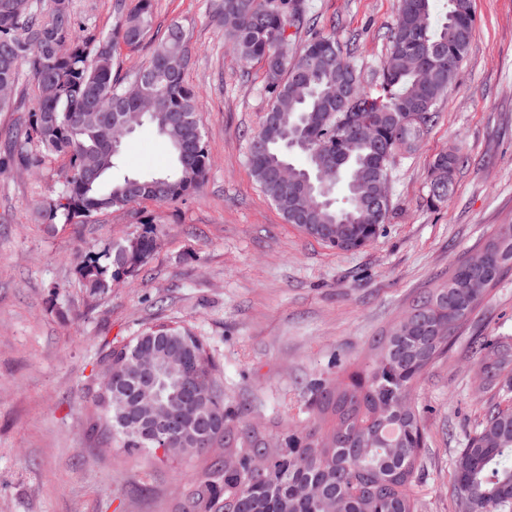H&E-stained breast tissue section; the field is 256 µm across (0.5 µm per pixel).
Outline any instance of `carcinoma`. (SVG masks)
I'll return each instance as SVG.
<instances>
[{
	"label": "carcinoma",
	"mask_w": 512,
	"mask_h": 512,
	"mask_svg": "<svg viewBox=\"0 0 512 512\" xmlns=\"http://www.w3.org/2000/svg\"><path fill=\"white\" fill-rule=\"evenodd\" d=\"M60 0H0V112L14 109L21 69L35 76V106L23 133L20 162L63 156L62 191L44 204L43 217L54 223L84 224L113 210L143 201L172 204L196 191L209 168L210 155L200 125L201 92L186 80L191 57L187 34L178 23L154 37L151 57L135 73L115 70L118 50L150 37L152 0H116L112 33L99 38L80 34L70 7ZM224 41L239 62L266 65L267 112L277 124L262 121L249 137L252 175L262 193L294 223L295 191L316 182L324 169L337 170L326 187H315L306 201V234L342 251L372 244L383 223L373 219L366 199L389 195L394 160L413 149H397L428 134L468 48L456 35L474 34L471 0H447L437 21L433 0H398L386 39L389 52L380 88L366 89L334 30L308 15L305 0H212ZM308 27L303 48L288 52V29ZM66 46L58 56L54 47ZM154 75L148 86L157 107L142 117L173 152V166L162 173L113 177L120 151H112L111 119L139 110L126 93L136 74ZM348 83L353 95H336ZM373 122L372 141L353 139L336 158V137ZM289 164L295 176L277 170ZM464 156L435 158L428 177V201L448 199ZM343 195L334 196L337 184ZM498 225L486 244L494 247L479 272L484 288L469 287L473 271L458 263L448 281L415 300L404 319L371 348L367 361L334 380L311 387L312 414L327 426H289L275 434L276 447L256 431L246 415L229 408L216 365L203 340L184 327L159 325L102 358L111 382L95 392L94 404L112 439L130 454L158 458L160 448L192 457L220 445L228 456L214 460L212 473L200 478L204 512H417L412 488L425 445L414 394L427 368L445 355L461 327L487 297L486 289L512 271V233ZM160 231L149 220L141 232L112 242L103 257L87 255L78 263L83 288L105 292L145 266ZM150 344L156 376L154 394L141 400L145 378L137 358ZM472 349L482 354L479 368L489 395L482 422L461 449L454 465L451 494L469 500L473 512H512V343L477 336ZM164 409L176 429L167 435L151 429V416Z\"/></svg>",
	"instance_id": "obj_1"
}]
</instances>
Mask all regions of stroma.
Wrapping results in <instances>:
<instances>
[{
  "instance_id": "1",
  "label": "stroma",
  "mask_w": 512,
  "mask_h": 512,
  "mask_svg": "<svg viewBox=\"0 0 512 512\" xmlns=\"http://www.w3.org/2000/svg\"><path fill=\"white\" fill-rule=\"evenodd\" d=\"M335 21L366 87L376 88L396 0H308ZM113 0H72L82 35L112 30ZM475 31L440 108L413 156L398 160L381 235L338 251L288 224L261 192L247 156L267 100L265 64L242 65L225 44L211 0H153V26L188 34V83L203 95L201 122L211 168L174 204L150 201L89 224L49 225L37 214L56 198L64 158L15 162L8 129L27 123L31 97L0 112V512H196L209 457L147 460L117 448L93 404L98 363L112 345L177 323L205 342L226 402L247 408L262 431L308 421L301 406L334 363L364 361L420 294L512 224V0H472ZM461 149L448 200L428 201L435 155ZM124 169L162 172L166 141L150 125L125 140ZM161 228V245L140 271L92 296L79 257ZM512 336V272L490 290L447 356L430 365L415 393L425 429L418 512H463L450 492L454 462L474 434L485 395L473 380L474 336Z\"/></svg>"
}]
</instances>
